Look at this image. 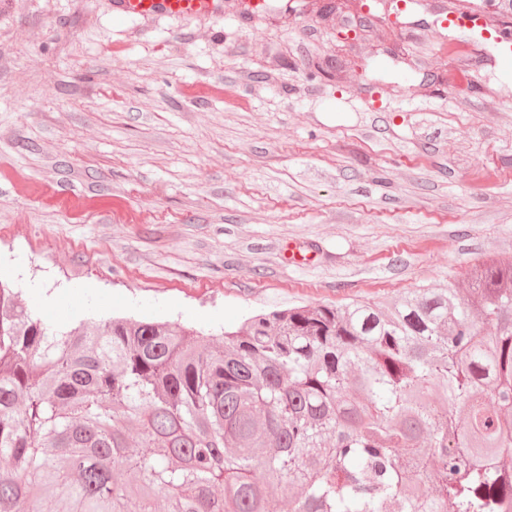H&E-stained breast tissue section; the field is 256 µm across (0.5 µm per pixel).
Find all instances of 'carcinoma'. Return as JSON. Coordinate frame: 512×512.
<instances>
[{"label": "carcinoma", "mask_w": 512, "mask_h": 512, "mask_svg": "<svg viewBox=\"0 0 512 512\" xmlns=\"http://www.w3.org/2000/svg\"><path fill=\"white\" fill-rule=\"evenodd\" d=\"M0 512H512V257L223 337L45 324L0 281ZM120 470L123 480L115 479Z\"/></svg>", "instance_id": "obj_1"}]
</instances>
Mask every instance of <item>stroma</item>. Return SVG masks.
Listing matches in <instances>:
<instances>
[{
	"label": "stroma",
	"instance_id": "stroma-1",
	"mask_svg": "<svg viewBox=\"0 0 512 512\" xmlns=\"http://www.w3.org/2000/svg\"><path fill=\"white\" fill-rule=\"evenodd\" d=\"M329 0L258 22L0 0V280L46 324L208 334L299 306L465 288L512 255V82L430 0L348 48ZM453 43L467 55L451 56ZM346 60L343 79L319 64ZM304 245L311 262L288 265Z\"/></svg>",
	"mask_w": 512,
	"mask_h": 512
}]
</instances>
